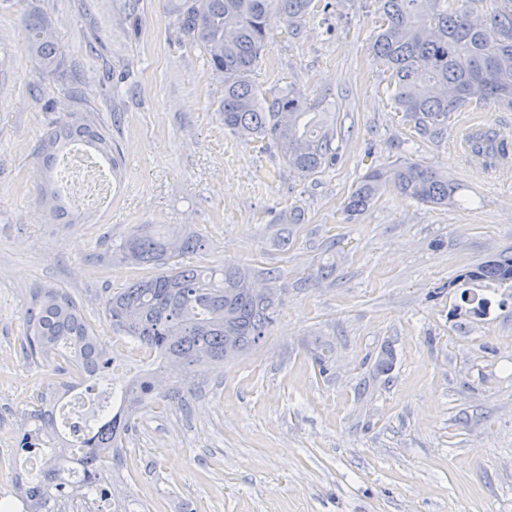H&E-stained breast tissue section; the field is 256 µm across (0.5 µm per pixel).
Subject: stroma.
<instances>
[{
    "label": "stroma",
    "mask_w": 512,
    "mask_h": 512,
    "mask_svg": "<svg viewBox=\"0 0 512 512\" xmlns=\"http://www.w3.org/2000/svg\"><path fill=\"white\" fill-rule=\"evenodd\" d=\"M31 14L65 53L60 73L28 55ZM377 16L376 0H314L299 34L275 23L250 75L304 90L336 124L338 161L302 178L225 130L224 85L170 0H0V352L18 356L0 370V417L19 421L57 379L19 357L37 286L68 289L121 342L106 302L153 273L122 259L137 226L199 235L187 264L277 277L261 345L140 413L122 450L127 512H512V292L484 289L485 316L451 314L467 271L512 254V161L470 164L461 129L512 135V109L457 112L438 142L413 138L370 49ZM76 109L121 160L107 208L68 224L36 200L37 148ZM400 160L447 175L452 203L390 190L347 218L360 177ZM294 207L300 223L282 222Z\"/></svg>",
    "instance_id": "35a3bbf8"
}]
</instances>
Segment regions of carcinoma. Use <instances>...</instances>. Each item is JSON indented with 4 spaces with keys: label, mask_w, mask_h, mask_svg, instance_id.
Here are the masks:
<instances>
[{
    "label": "carcinoma",
    "mask_w": 512,
    "mask_h": 512,
    "mask_svg": "<svg viewBox=\"0 0 512 512\" xmlns=\"http://www.w3.org/2000/svg\"><path fill=\"white\" fill-rule=\"evenodd\" d=\"M314 0H174L172 13L181 32L201 48L212 74L224 83V128L245 138L269 141L298 175L310 177L336 160V129L328 124L319 102L289 85L265 92L250 74L267 46L270 20L277 16L292 33L301 28ZM482 0H377L379 25L371 49L389 73L396 110L421 139H437L448 130L451 115L471 106L496 103L512 108V0H493V8L478 14ZM497 30V39L485 29ZM30 56L50 73L64 65L62 48L48 25L36 18L26 22ZM87 143L113 158L112 137L89 112H71L48 130L39 153L42 174L38 201L50 214L64 218L49 175L59 150ZM467 157L484 167L512 155V141L494 128H478L465 136ZM433 207L452 202L456 187L434 168L419 162L373 168L351 191L345 211H366L386 190ZM201 247L194 235L153 233L137 227L122 248L123 259L149 266L154 273L114 292L106 303L112 329L136 340L169 366L181 371L238 356L259 346L279 306L276 288L258 291L249 270L187 267L182 259ZM469 283L489 288L512 284V256L495 257L464 275ZM22 353L30 360L49 361L62 375L90 382L94 395L112 396V361L107 345L85 320L81 305L58 285L35 290L24 317ZM57 391L42 392L26 413L44 427L21 424L17 448H45V477L81 465L87 493L110 486V474L121 465L119 449L139 411L165 398L154 376L147 374L119 391L116 407L92 411L91 422L73 426L81 433L82 455L73 459L70 442L48 431L50 404Z\"/></svg>",
    "instance_id": "carcinoma-1"
}]
</instances>
